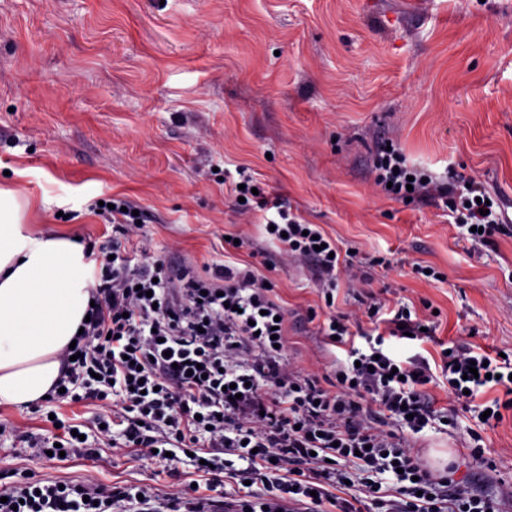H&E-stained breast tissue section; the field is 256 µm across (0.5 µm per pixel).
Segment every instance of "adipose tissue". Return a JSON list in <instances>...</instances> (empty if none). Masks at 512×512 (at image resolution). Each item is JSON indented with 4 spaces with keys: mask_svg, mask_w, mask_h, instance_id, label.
I'll list each match as a JSON object with an SVG mask.
<instances>
[{
    "mask_svg": "<svg viewBox=\"0 0 512 512\" xmlns=\"http://www.w3.org/2000/svg\"><path fill=\"white\" fill-rule=\"evenodd\" d=\"M15 191L0 189V404L30 406L61 378V351L90 308L96 255L66 234L21 222Z\"/></svg>",
    "mask_w": 512,
    "mask_h": 512,
    "instance_id": "1",
    "label": "adipose tissue"
}]
</instances>
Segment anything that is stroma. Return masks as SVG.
Listing matches in <instances>:
<instances>
[{"label":"stroma","instance_id":"1","mask_svg":"<svg viewBox=\"0 0 512 512\" xmlns=\"http://www.w3.org/2000/svg\"><path fill=\"white\" fill-rule=\"evenodd\" d=\"M385 142L436 178L482 182L505 228L494 245L463 239L442 201L384 194L371 164ZM246 174L365 262V282H339L337 311L373 298L437 309L433 338L385 342L393 356L435 365L458 341L512 356V0H0V187L18 193L24 223L106 245L116 233L94 203L121 195L147 213L153 255L197 273L266 252L274 266L257 273L288 314V352L327 378L346 352L306 318L321 303L308 268L268 237L263 210L240 213L230 186ZM228 235L246 248L226 250ZM375 255L393 268L369 265ZM429 392L457 420L417 434L431 466L455 463L462 486L491 494L512 483V411L483 429L447 383ZM111 409L0 404V486L237 494L233 479L209 488L183 456L141 460L102 438L98 459L48 460L33 446L56 433L48 412L80 425Z\"/></svg>","mask_w":512,"mask_h":512}]
</instances>
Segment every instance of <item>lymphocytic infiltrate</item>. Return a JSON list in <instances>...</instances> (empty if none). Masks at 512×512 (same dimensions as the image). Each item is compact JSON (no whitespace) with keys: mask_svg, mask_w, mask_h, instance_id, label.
<instances>
[{"mask_svg":"<svg viewBox=\"0 0 512 512\" xmlns=\"http://www.w3.org/2000/svg\"><path fill=\"white\" fill-rule=\"evenodd\" d=\"M372 168L375 184L390 197L444 200L474 243L491 242L503 230L496 212L480 214L486 190L478 183L434 180L384 148ZM262 207L270 212L271 240L312 267L324 295L339 278L358 281L353 263L340 257L320 225L290 218L278 196ZM134 208L116 197L103 209L119 237L100 247L90 320L75 347L61 353L63 384L88 398L113 399L134 455L195 452L199 472L231 471L251 481L253 491L228 502V512H324L328 505L336 512H496L499 500L512 501V485L497 500L461 486L453 467L433 469L413 441L444 418L425 390L437 375L466 406L496 376L503 395L490 418L500 421L512 409V362L467 344L442 354L437 374L423 358L396 361L380 344L388 337L423 339L426 322L404 305L387 309L373 301L360 313L327 312L319 324L328 339L350 335L364 317L378 329L375 347L351 349L350 364L337 366L333 388H325L291 363L285 311L252 265L217 264L201 275L151 258ZM385 473L393 475L392 486H383ZM350 482L361 496L342 497ZM141 492L34 480L0 490V512H112L119 502L138 505Z\"/></svg>","mask_w":512,"mask_h":512,"instance_id":"obj_1","label":"lymphocytic infiltrate"}]
</instances>
